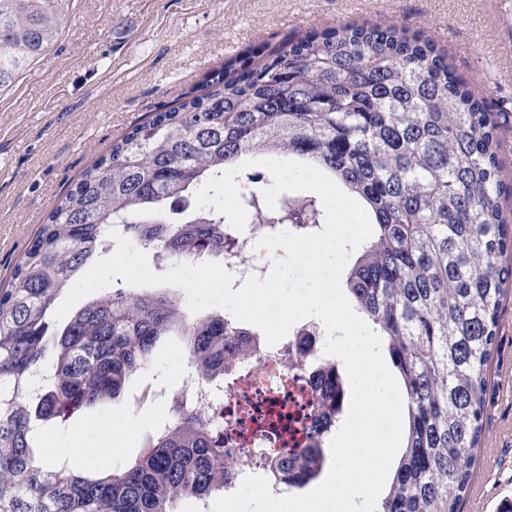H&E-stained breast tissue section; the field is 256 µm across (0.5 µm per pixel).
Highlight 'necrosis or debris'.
<instances>
[{
  "label": "necrosis or debris",
  "mask_w": 512,
  "mask_h": 512,
  "mask_svg": "<svg viewBox=\"0 0 512 512\" xmlns=\"http://www.w3.org/2000/svg\"><path fill=\"white\" fill-rule=\"evenodd\" d=\"M263 233L249 231L243 258L225 257V269L235 277H263L266 252L257 243ZM327 334L317 322L294 327L289 352L268 345L263 334L251 337L253 355L224 374L214 386L195 382L186 397L206 410L211 424L223 432L224 449L236 469L224 482L225 495L234 494L246 477L265 476L264 465L294 448L306 447L317 416L318 390L311 369L291 365L290 357L315 364L329 362L324 352Z\"/></svg>",
  "instance_id": "1"
}]
</instances>
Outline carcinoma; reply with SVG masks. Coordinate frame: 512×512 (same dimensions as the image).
<instances>
[{
	"label": "carcinoma",
	"mask_w": 512,
	"mask_h": 512,
	"mask_svg": "<svg viewBox=\"0 0 512 512\" xmlns=\"http://www.w3.org/2000/svg\"><path fill=\"white\" fill-rule=\"evenodd\" d=\"M64 0H0V89L57 39ZM502 130L487 99L421 30L392 21L313 28L267 54L229 57L200 96L159 111L112 143L57 202L0 289V512H176L224 491L234 459L206 411L171 395L172 418L118 470L84 474L50 461L38 422L105 407L177 336L191 378L224 381L247 328L222 311L191 316L168 288L104 291L62 326L52 311L115 231L160 264L240 249L223 214L195 194L248 160L310 164L364 203L373 228L344 274L350 305L387 342L407 403L405 450L377 512H458L488 411V367L512 223L504 216ZM240 198L248 222L308 234L325 224L317 196L269 184ZM47 365L36 397L25 390ZM322 416L339 409L338 368L321 374ZM325 462L317 445L267 464L303 488Z\"/></svg>",
	"instance_id": "1"
}]
</instances>
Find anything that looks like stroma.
I'll return each mask as SVG.
<instances>
[{
    "label": "stroma",
    "instance_id": "obj_1",
    "mask_svg": "<svg viewBox=\"0 0 512 512\" xmlns=\"http://www.w3.org/2000/svg\"><path fill=\"white\" fill-rule=\"evenodd\" d=\"M383 19L434 37L498 112L512 213V0H65L57 40L0 90V286L56 201L113 141L197 92L225 59L316 27ZM183 355L175 343L162 346L129 395L55 428L49 447L73 448L74 465L88 471L104 464L101 434L122 426L124 456H138L165 407L129 396L156 375L182 385ZM489 378L482 445L460 512H498L512 501V287Z\"/></svg>",
    "mask_w": 512,
    "mask_h": 512
}]
</instances>
